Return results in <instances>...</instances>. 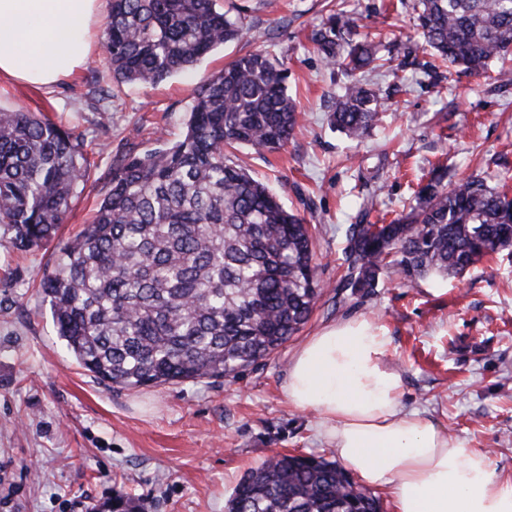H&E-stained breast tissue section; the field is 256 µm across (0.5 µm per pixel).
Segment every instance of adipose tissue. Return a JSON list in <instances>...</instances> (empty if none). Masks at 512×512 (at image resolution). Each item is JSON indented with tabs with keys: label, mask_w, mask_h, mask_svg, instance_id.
Wrapping results in <instances>:
<instances>
[{
	"label": "adipose tissue",
	"mask_w": 512,
	"mask_h": 512,
	"mask_svg": "<svg viewBox=\"0 0 512 512\" xmlns=\"http://www.w3.org/2000/svg\"><path fill=\"white\" fill-rule=\"evenodd\" d=\"M102 0H0V79L52 86L88 57ZM389 339L352 318L311 336L282 392L311 409L343 468L386 490L394 512H512V479L483 453L400 407L401 379L384 362Z\"/></svg>",
	"instance_id": "ef3b65f1"
}]
</instances>
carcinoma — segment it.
<instances>
[{
	"label": "carcinoma",
	"mask_w": 512,
	"mask_h": 512,
	"mask_svg": "<svg viewBox=\"0 0 512 512\" xmlns=\"http://www.w3.org/2000/svg\"><path fill=\"white\" fill-rule=\"evenodd\" d=\"M415 30L447 64L512 80V0H418ZM216 0H112L103 48L117 84H155L247 36ZM328 64L353 75L376 60L322 34ZM383 112L359 80L336 96V129L351 141ZM297 123L276 58L246 53L197 88L178 142L123 157L92 224L40 281L57 336L106 385L156 387L230 377L295 335L322 293L308 224L226 149H282ZM81 135L43 113L0 111V224L28 248L54 236L85 181ZM437 168L411 211L343 229V286L369 295L381 274L411 282L460 275L512 245V196L471 176L444 185ZM379 499L321 456L277 454L247 472L226 512H381ZM101 512H145L124 495Z\"/></svg>",
	"instance_id": "cac0c4a2"
}]
</instances>
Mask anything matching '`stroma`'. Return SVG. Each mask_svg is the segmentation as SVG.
Listing matches in <instances>:
<instances>
[{"instance_id":"stroma-1","label":"stroma","mask_w":512,"mask_h":512,"mask_svg":"<svg viewBox=\"0 0 512 512\" xmlns=\"http://www.w3.org/2000/svg\"><path fill=\"white\" fill-rule=\"evenodd\" d=\"M414 2L343 0L354 26L341 47L368 36L380 54L405 64L399 80L382 69L359 72L386 110L358 143L330 123L345 83L315 41L330 0H277L273 9L267 0H217L242 16L249 46L225 44L154 87L114 86L98 44L53 87L0 82V110L42 112L75 129L89 161L52 239L20 250L0 224V512H100L117 493L144 501L148 512H225L243 474L273 454L334 459L318 415L290 404L282 384L309 336L358 316L389 338L386 362L401 378L402 408L439 423L512 477V248L460 277L384 276L368 296L342 285L341 229L355 223L363 198L373 197V218H396L439 165L453 179L480 175L512 192V83L428 73L430 51L413 37ZM246 48L284 64L298 126L280 151L240 147L231 157L309 221L323 293L288 343L235 377L106 388L59 339L39 280L63 243L90 224L115 159L180 139L195 87ZM92 79L113 89L111 111H91Z\"/></svg>"}]
</instances>
